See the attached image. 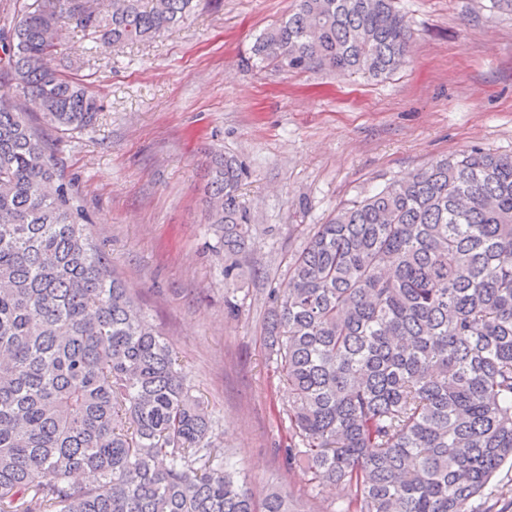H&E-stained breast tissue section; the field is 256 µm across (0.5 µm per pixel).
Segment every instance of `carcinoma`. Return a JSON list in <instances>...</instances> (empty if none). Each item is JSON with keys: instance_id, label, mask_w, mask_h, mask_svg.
<instances>
[{"instance_id": "1", "label": "carcinoma", "mask_w": 512, "mask_h": 512, "mask_svg": "<svg viewBox=\"0 0 512 512\" xmlns=\"http://www.w3.org/2000/svg\"><path fill=\"white\" fill-rule=\"evenodd\" d=\"M31 0L0 72L65 135L102 104L52 66L59 20L154 39L196 0ZM412 38L394 0H295L252 53L287 71L387 77ZM206 223L251 241L247 166L216 152ZM265 344L292 401L288 468L341 485L336 512H485L512 465V157L472 149L340 207L270 293ZM169 343L114 275L73 183L0 99V512H297L261 507Z\"/></svg>"}]
</instances>
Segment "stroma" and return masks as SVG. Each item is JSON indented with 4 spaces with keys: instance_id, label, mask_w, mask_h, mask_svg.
I'll return each mask as SVG.
<instances>
[{
    "instance_id": "1",
    "label": "stroma",
    "mask_w": 512,
    "mask_h": 512,
    "mask_svg": "<svg viewBox=\"0 0 512 512\" xmlns=\"http://www.w3.org/2000/svg\"><path fill=\"white\" fill-rule=\"evenodd\" d=\"M292 5L201 0L164 37L114 48L65 25L53 65L104 110L59 139L54 160L254 499L278 485L300 512H336L343 489L317 492L284 464L291 394L263 343L268 292L337 208L474 147L512 156V13L490 0H396L409 61L374 81L255 63L256 36ZM214 150L250 171L240 200L255 229L231 286L204 217Z\"/></svg>"
}]
</instances>
